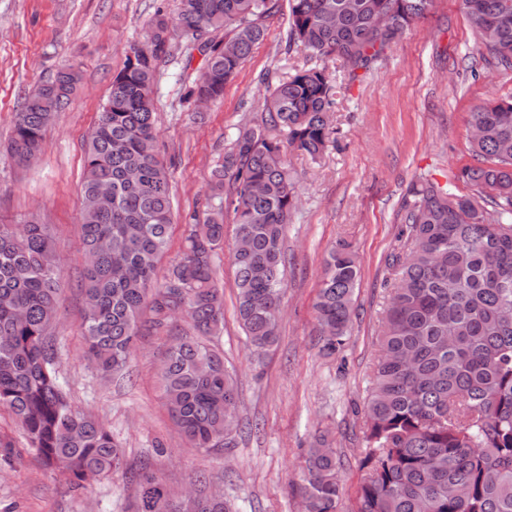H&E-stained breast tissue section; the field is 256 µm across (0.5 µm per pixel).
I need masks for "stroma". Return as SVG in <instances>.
Segmentation results:
<instances>
[{"label": "stroma", "instance_id": "1", "mask_svg": "<svg viewBox=\"0 0 512 512\" xmlns=\"http://www.w3.org/2000/svg\"><path fill=\"white\" fill-rule=\"evenodd\" d=\"M177 7L178 0H0V220L21 224L34 216L52 226L66 278L57 303L59 376L74 405L97 415L126 452L124 470L75 489L42 464L10 411L0 407V512H126L131 475L143 468L175 488L206 475L240 512H298L303 453L325 427L344 462L342 510L352 512L365 475L359 467L362 409L388 296L385 258L396 244L404 198L420 176L440 180L471 163V110L512 97V70L480 60L461 0H433L369 70L353 80L337 78L327 151L315 161L290 158L299 204L286 228L280 338L262 359L251 357L237 321L230 247L215 257L224 289L217 344L239 389V426L228 446L201 451L181 438L157 382L168 338L140 337L126 374L112 378L87 361L79 328L86 135L130 46L144 43L150 17ZM266 26L265 40L225 87L223 99L203 110L181 102L179 63L161 68L158 149L172 164L175 208L160 271L177 261L185 219L202 211L211 171L238 127L260 121L268 82L310 60L284 49L287 12ZM66 66L79 70L81 84L49 125L42 154L19 167L6 151L14 114ZM341 241L352 244L360 278L346 344L328 358L319 351L313 304L324 258Z\"/></svg>", "mask_w": 512, "mask_h": 512}]
</instances>
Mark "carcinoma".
I'll return each mask as SVG.
<instances>
[{
	"label": "carcinoma",
	"mask_w": 512,
	"mask_h": 512,
	"mask_svg": "<svg viewBox=\"0 0 512 512\" xmlns=\"http://www.w3.org/2000/svg\"><path fill=\"white\" fill-rule=\"evenodd\" d=\"M431 0H288L285 49L320 64L303 66L267 88L260 124H246L212 174L203 223L185 225L179 260L159 275L169 243L173 196L157 148L154 93L160 65L181 53L182 101L224 95L225 86L266 37L280 0H179L159 10L146 43L132 46L113 77L87 137L81 185L80 323L86 355L102 373L126 372L143 327L173 337L159 368L168 413L187 444L217 448L238 426L237 386L214 344L224 319L215 255L224 245V212L248 247L231 254L237 315L253 352L278 338L285 294L284 237L298 206L288 154L315 158L330 143L337 61L351 78L389 49ZM473 34H490L485 53L512 69V0H463ZM391 16L381 33L375 23ZM224 32V38L216 37ZM200 65L192 67L194 54ZM80 83L64 67L15 113L11 155L20 165L43 147L52 112ZM470 144L478 165L453 182L421 177L403 205L398 244L387 256L391 292L382 318L373 381L364 406L362 465L354 512H512V99L474 107ZM103 186L111 196L100 199ZM360 277L347 244L332 248L314 309L321 350L345 344ZM62 264L49 225L0 222V406L9 409L46 468L77 488L123 469V446L91 413L76 407L59 378L54 330ZM188 307L190 330L175 313ZM300 494L307 512H342L340 460L326 435L303 454ZM148 473L129 512H185ZM191 512H238L199 491Z\"/></svg>",
	"instance_id": "carcinoma-1"
}]
</instances>
